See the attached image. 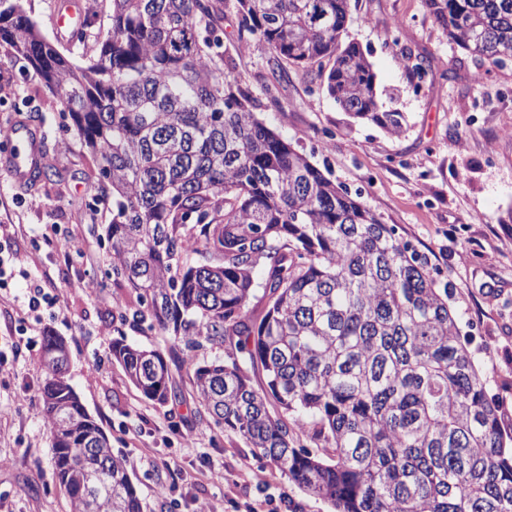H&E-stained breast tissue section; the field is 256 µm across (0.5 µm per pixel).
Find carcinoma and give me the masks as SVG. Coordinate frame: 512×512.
<instances>
[{"instance_id": "cac0c4a2", "label": "carcinoma", "mask_w": 512, "mask_h": 512, "mask_svg": "<svg viewBox=\"0 0 512 512\" xmlns=\"http://www.w3.org/2000/svg\"><path fill=\"white\" fill-rule=\"evenodd\" d=\"M349 0H237L239 38L276 62L333 61L320 87L392 136L375 74L342 43ZM223 0H112L97 58L78 65L24 0H0V44L67 112L99 174L123 325L169 334L164 355L112 342L144 398H179L187 368L218 427L333 512H512V434L461 341L426 256L260 121L224 72ZM483 77L512 59V0H426ZM263 267L267 308L249 302ZM205 345L224 358L197 362ZM44 336L43 414L70 512H142L125 459ZM258 368L257 390L248 369ZM305 432L316 445L296 446Z\"/></svg>"}]
</instances>
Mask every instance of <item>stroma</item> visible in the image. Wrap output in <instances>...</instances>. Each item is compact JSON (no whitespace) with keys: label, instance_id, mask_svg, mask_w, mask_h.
Masks as SVG:
<instances>
[{"label":"stroma","instance_id":"35a3bbf8","mask_svg":"<svg viewBox=\"0 0 512 512\" xmlns=\"http://www.w3.org/2000/svg\"><path fill=\"white\" fill-rule=\"evenodd\" d=\"M59 0H26L45 37L83 62L97 55L111 25L112 0H87L95 22L78 41L59 36ZM400 29H393V19ZM225 70L248 86L257 112L327 177L357 194L394 226L449 285L448 305L512 433V61L474 82L478 65L434 24L426 0H350L343 42L357 43L386 106L404 112L394 137L353 119L319 87V71L288 65L273 78L272 55L238 39L236 0H224ZM423 64L415 72V64ZM21 120L43 133L53 175L31 189L0 175V249L17 271L0 290V512H69L57 483L42 416L43 336L68 348L67 376L84 408L109 436L114 454L132 458L143 512H331L303 492L239 434L216 427L198 405L186 372H174L179 400H146L113 361L114 339L169 351L171 336L111 321L125 289L115 287L98 176L72 140L69 120L32 68L0 46V125ZM74 244L60 254L51 238ZM49 277L52 305L27 310V277Z\"/></svg>","mask_w":512,"mask_h":512}]
</instances>
